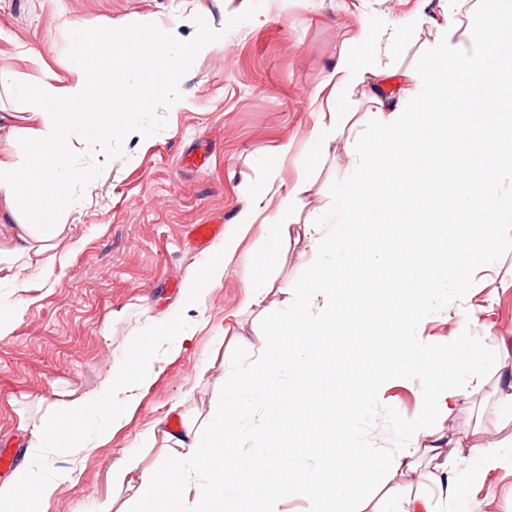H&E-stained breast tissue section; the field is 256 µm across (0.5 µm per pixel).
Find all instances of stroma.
Segmentation results:
<instances>
[{
    "instance_id": "stroma-1",
    "label": "stroma",
    "mask_w": 512,
    "mask_h": 512,
    "mask_svg": "<svg viewBox=\"0 0 512 512\" xmlns=\"http://www.w3.org/2000/svg\"><path fill=\"white\" fill-rule=\"evenodd\" d=\"M248 0H0V152L13 151L25 137V112L38 102L45 70L69 79L72 42L68 22L89 27L112 21L121 27L146 19L162 30L177 28L180 40L194 37L195 16L216 29L243 12ZM443 0H264L254 18L210 44L182 78V98L161 109L166 128L149 138L130 135L125 156L106 161L84 198L61 216L63 231L37 266L19 271L18 285H0V303L13 308L11 332L0 338V448L16 462L29 453L31 429L50 419L71 393L93 395L125 358L135 335L157 376L136 393L137 408L111 441L81 460L49 455L50 476L73 470L59 483L49 512H91L96 501L117 498L110 481L122 450L136 449L143 432L169 430L171 421L201 423L223 398L224 383L259 376L256 350L283 345L254 313L241 312L250 279L304 282L331 273L328 259L307 264L283 253L253 228L222 282L205 292L203 309L184 310L197 323L190 344L178 355L154 342L152 324L175 308L189 272L204 262L213 243L192 238L194 225L220 222L231 231L260 189L258 179L291 142L294 152L281 168L284 182L305 175L308 189L296 204L299 219L325 220L336 187L353 173L347 133L365 132L381 142L385 133L369 117V100L383 92L405 102L414 92L406 76L423 73L437 37ZM373 50L381 72L345 90L338 109L351 113L345 137L320 153L311 132L321 103L332 90L343 50ZM26 87V97L13 84ZM9 122H2V115ZM497 276L478 288L455 290L437 299L425 317L424 338L444 353L456 335L464 307L483 309L471 326L472 349L481 359L455 379L459 394L448 413L422 416L423 380L394 379L360 422L363 440L378 458L411 446L399 420H423L426 428L451 435L448 470L464 479L473 512H512V463L503 462L476 478L460 464L471 447L498 437L494 413L499 368H512V232L493 248ZM238 312L235 340L218 342L228 313ZM362 340L339 331L330 338L325 370L350 375Z\"/></svg>"
}]
</instances>
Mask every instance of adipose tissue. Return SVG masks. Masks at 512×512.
I'll list each match as a JSON object with an SVG mask.
<instances>
[{
    "label": "adipose tissue",
    "mask_w": 512,
    "mask_h": 512,
    "mask_svg": "<svg viewBox=\"0 0 512 512\" xmlns=\"http://www.w3.org/2000/svg\"><path fill=\"white\" fill-rule=\"evenodd\" d=\"M437 46L425 74L417 77L412 108L421 117L410 122L392 109L385 94L370 99L372 119L380 122L388 139L364 144L356 176L336 195L340 220L335 224L298 222L294 205L306 191L298 178L283 185L278 168L262 174L264 192L280 194L278 212L262 204L245 210L234 233L225 236L212 256L189 276L182 294L186 304L202 303L207 287L216 285L239 250L252 225L265 228L278 247L302 248L308 258L333 254L335 274L300 284L274 285L263 281L247 285L243 305L260 317L277 320L275 333L295 339L293 348L263 347L258 362L260 381L235 380L224 387V407L200 427H187L174 444L176 456L162 468L145 469L132 450L112 464V484L128 492L137 512H183L184 503L197 512H236L238 502L252 503L255 512H278L277 505L291 497H314L319 512H350L359 503L366 512H431L427 490L406 492L398 479L418 467L422 456L441 457L445 435L424 433L413 447L385 461V508H374L372 491L361 474L377 463L374 452L360 437L357 423L377 398L380 382L388 376L424 378L426 411H445L457 394L450 378L465 371L474 355L464 336L448 339L447 355L429 352L424 339L427 309L448 289L473 288L479 274L471 245H491L512 225V195L497 191L500 174L512 173V114L505 112V91H512V54L499 46L512 42V0H447L436 24ZM73 77L61 79L46 71L38 106L26 116L28 139L15 152L0 153V283L17 280L20 258L35 260L53 247L61 232L54 219L71 205L61 177L70 148L69 130L84 126L95 137H111L117 124L111 114L119 100L108 90L115 71L105 61L89 63L94 46L112 41L111 25L89 32L81 23L70 25ZM405 176L396 180L394 169ZM404 207L406 225L394 227L388 197ZM377 271L369 293H360L346 278L348 268ZM293 295L287 316H278L270 304L273 291ZM358 325L367 338V350L352 365L348 381L330 387L345 411L333 426L316 433V442H330L333 460L317 471L303 470L295 458L280 459L267 445L281 422V372L295 381L296 409L305 405L304 383L320 365L322 345L338 326ZM155 374L146 353L133 348L113 367L109 379L95 395H77L39 427L31 442L36 452L0 483V512H47L57 483L41 476L45 450L72 455L101 446L135 407L130 388L148 387ZM264 405L268 414L259 430V442L249 456L235 448L239 422L249 406ZM103 415L94 435L78 432L90 412ZM498 428L503 435L476 448L467 461L477 475L503 460H512V372L506 373L496 401ZM206 469L207 492H200L184 461Z\"/></svg>",
    "instance_id": "1"
}]
</instances>
